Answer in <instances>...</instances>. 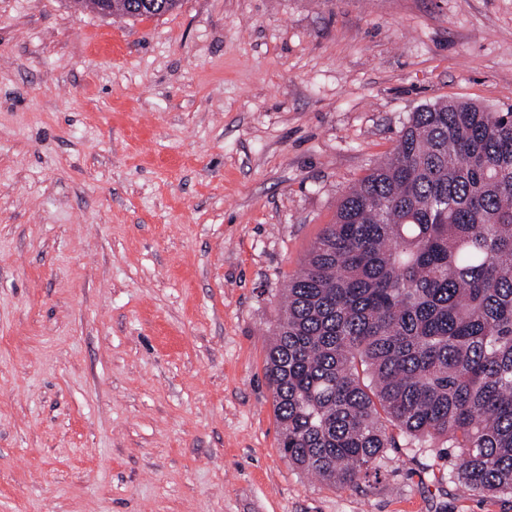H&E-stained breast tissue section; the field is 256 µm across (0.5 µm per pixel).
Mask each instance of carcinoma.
Returning <instances> with one entry per match:
<instances>
[{
	"label": "carcinoma",
	"mask_w": 512,
	"mask_h": 512,
	"mask_svg": "<svg viewBox=\"0 0 512 512\" xmlns=\"http://www.w3.org/2000/svg\"><path fill=\"white\" fill-rule=\"evenodd\" d=\"M265 375L298 468L350 484L396 429L464 449L448 480L512 495V110L412 113L288 281Z\"/></svg>",
	"instance_id": "cac0c4a2"
}]
</instances>
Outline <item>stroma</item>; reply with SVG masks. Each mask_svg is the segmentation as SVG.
<instances>
[{
	"mask_svg": "<svg viewBox=\"0 0 512 512\" xmlns=\"http://www.w3.org/2000/svg\"><path fill=\"white\" fill-rule=\"evenodd\" d=\"M512 110V0H0V512H512L445 444L279 451L281 291L413 112ZM97 1L98 0H82L79 2H81L82 6L85 8L95 10L102 15H119L131 18L151 17L166 14L173 11L180 2V0H151V2L157 4L156 11L151 14H143L138 12V6L141 4V0H109L111 10L108 13H101L97 10Z\"/></svg>",
	"mask_w": 512,
	"mask_h": 512,
	"instance_id": "obj_1",
	"label": "stroma"
}]
</instances>
